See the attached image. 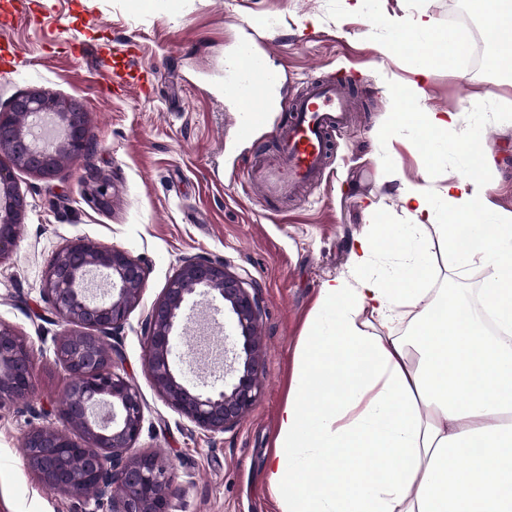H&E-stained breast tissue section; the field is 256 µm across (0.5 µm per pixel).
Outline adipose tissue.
I'll return each instance as SVG.
<instances>
[{
	"mask_svg": "<svg viewBox=\"0 0 512 512\" xmlns=\"http://www.w3.org/2000/svg\"><path fill=\"white\" fill-rule=\"evenodd\" d=\"M481 3L486 66L511 72L512 0ZM461 40L421 13L381 45L414 75L387 86L392 132L409 128L424 153L462 157L466 172L435 194L408 186L406 231L356 237L349 275L322 288L266 473L281 512H512V213L488 205L493 152L473 147L458 113L425 105V78ZM431 223L457 274L488 270L485 309L499 334L461 300H429L436 269L417 233ZM464 227L475 246L460 244ZM394 242L399 263L373 268ZM403 307L413 310L407 339L388 331ZM365 310L379 331L358 324Z\"/></svg>",
	"mask_w": 512,
	"mask_h": 512,
	"instance_id": "adipose-tissue-1",
	"label": "adipose tissue"
}]
</instances>
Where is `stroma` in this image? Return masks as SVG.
Segmentation results:
<instances>
[{
  "mask_svg": "<svg viewBox=\"0 0 512 512\" xmlns=\"http://www.w3.org/2000/svg\"><path fill=\"white\" fill-rule=\"evenodd\" d=\"M10 1L16 16L9 37L18 56L0 68V110L31 91L76 102L89 115L94 146L65 161L54 178L15 174L28 212L16 250L0 263V322L27 336L38 390L0 409V512L81 510L36 479L23 447L30 428L62 425L57 406L69 379L55 360L54 340L66 325L40 288L52 254L77 238L124 249L146 270L139 304L108 344L143 399L136 452L158 455L176 473L175 512H280L264 474L293 362L324 283L350 271L351 245L366 230L364 207L376 203L383 224L408 223L401 203L407 186L434 193L464 170L453 157L427 162L410 130L387 138L384 85L407 72L379 51L390 34L386 22L406 23L423 11L445 30L460 0H368L360 15L349 13L350 0ZM245 44L267 49V64L283 74L280 107L248 141L236 134L242 103L224 81ZM350 76L356 107L324 176L298 201L266 199L247 183V171L255 159L277 157L289 106L313 81ZM426 105L459 112L460 130L494 149L490 200L512 212V76L494 81L472 66H438ZM96 172L112 181L103 209L83 195ZM423 242L436 266L432 295L449 291L467 300L481 288L480 269L462 276L450 270L433 229ZM188 258L224 262L256 284L263 301L260 393L221 434L171 407L145 368L146 315ZM175 340L174 367L187 386L223 389L224 361L242 342L222 300H190Z\"/></svg>",
  "mask_w": 512,
  "mask_h": 512,
  "instance_id": "35a3bbf8",
  "label": "stroma"
}]
</instances>
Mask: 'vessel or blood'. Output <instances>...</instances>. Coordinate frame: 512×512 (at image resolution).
Segmentation results:
<instances>
[{
	"label": "vessel or blood",
	"instance_id": "1",
	"mask_svg": "<svg viewBox=\"0 0 512 512\" xmlns=\"http://www.w3.org/2000/svg\"><path fill=\"white\" fill-rule=\"evenodd\" d=\"M227 77L243 102L237 132L241 138H250L265 123L268 113L276 110L274 91L280 78L248 50L234 58ZM350 106V94L343 86L314 82L290 107V121L279 136L280 162L252 167L251 179L274 199L288 198L315 181L324 169L333 136L343 125Z\"/></svg>",
	"mask_w": 512,
	"mask_h": 512
}]
</instances>
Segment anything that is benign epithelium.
<instances>
[{
    "instance_id": "obj_1",
    "label": "benign epithelium",
    "mask_w": 512,
    "mask_h": 512,
    "mask_svg": "<svg viewBox=\"0 0 512 512\" xmlns=\"http://www.w3.org/2000/svg\"><path fill=\"white\" fill-rule=\"evenodd\" d=\"M93 140L81 105L29 92L0 113V262L18 239L28 202L14 171L52 176L64 158L85 155ZM107 178L98 176L87 197L105 207ZM146 285L144 267L127 251L88 239L61 246L46 271L41 294L71 326L54 353L69 377L59 416L79 428L65 432L31 428L24 439L29 469L42 483L84 503L105 501L110 512H172L175 475L157 456L133 453L143 427L141 394L114 370L102 337L125 327ZM195 296L219 297L243 338L236 379L224 389L202 393L187 388L172 362L174 330ZM263 306L257 285L222 262L187 259L145 320V366L165 401L213 434L235 424L256 401L263 365L255 329ZM37 381L28 341L0 322V407L35 394Z\"/></svg>"
}]
</instances>
